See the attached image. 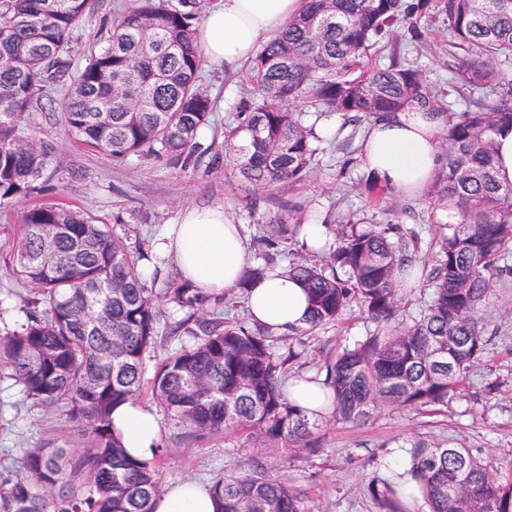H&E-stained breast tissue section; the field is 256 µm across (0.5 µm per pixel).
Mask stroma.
I'll return each instance as SVG.
<instances>
[{"mask_svg":"<svg viewBox=\"0 0 512 512\" xmlns=\"http://www.w3.org/2000/svg\"><path fill=\"white\" fill-rule=\"evenodd\" d=\"M132 2L96 0L93 14L73 34L74 65H83L88 48L102 44L113 16ZM452 54L447 18L432 2L425 14L398 27L392 41L377 44L368 62L386 65L396 57L423 69L438 103L462 112L474 94L449 84ZM200 85L215 102L214 121L200 128L197 136L210 153L187 167L136 156L118 163L106 152L78 143L61 121L66 90L55 89L52 104L30 112L28 133L57 158L60 171L52 190L40 199L0 208V251L11 245L23 211L38 201L88 211L107 224L113 236L147 251L154 233L163 225L177 223L189 205H224L251 239L258 234L259 217L274 215L288 201L302 203L303 223L324 225L331 233L353 212L366 213L375 223L391 224L405 232L419 231L425 240L431 227L456 223L454 209L429 192L408 197L392 191L369 196L361 191L357 185L364 176L360 145L367 122L352 125L342 114H320L305 102L296 108L321 139L313 176L297 189L277 187L265 203L253 207L249 187L224 167V126L232 121L240 101L253 92L249 71L230 72L207 63ZM485 324L491 338L488 350L446 407L431 412L385 411L364 426L329 423L317 456L280 470V477L303 493L310 512H378L365 484L371 476L385 475L384 462L390 452L414 440L471 449L512 477V274L496 283ZM373 327L355 308L338 322L302 336L296 344L300 356L294 371H315L326 354L361 339ZM16 398L15 391L0 384V455L39 442L78 439L77 427L65 417L17 404ZM157 421L165 450L162 478L167 483L185 478L211 482L267 455L265 449L248 446L240 432L190 441L176 421L162 414Z\"/></svg>","mask_w":512,"mask_h":512,"instance_id":"stroma-1","label":"stroma"}]
</instances>
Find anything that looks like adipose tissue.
I'll return each mask as SVG.
<instances>
[{
	"mask_svg": "<svg viewBox=\"0 0 512 512\" xmlns=\"http://www.w3.org/2000/svg\"><path fill=\"white\" fill-rule=\"evenodd\" d=\"M304 0H217L202 18L197 44L209 63L235 69L249 63L261 43L270 41L298 15ZM448 115L413 107L374 118L362 143L361 167L369 180L392 191L417 195L436 177L443 163L441 135ZM153 250L169 260L203 295L214 297L248 285L247 306L253 320L285 333L304 326L309 304L303 284L287 269L245 282L251 266L242 225L223 206L186 207L178 224L162 231ZM112 426L128 452L153 457L160 443L155 414L142 403H126L112 414ZM218 502L203 484L178 480L166 486L155 512H217Z\"/></svg>",
	"mask_w": 512,
	"mask_h": 512,
	"instance_id": "ef3b65f1",
	"label": "adipose tissue"
}]
</instances>
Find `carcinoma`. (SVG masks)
<instances>
[{"label":"carcinoma","instance_id":"1","mask_svg":"<svg viewBox=\"0 0 512 512\" xmlns=\"http://www.w3.org/2000/svg\"><path fill=\"white\" fill-rule=\"evenodd\" d=\"M116 13L103 46L71 64L73 32L95 0H0V206L47 191L56 176L48 149L27 135L25 117L65 84L61 119L80 143L116 159L162 158L187 166L207 152L197 141L214 109L198 77L195 45L201 0H137ZM452 44L463 51L455 79L481 92L445 131L446 165L434 195L459 222L422 252L409 251L395 227L357 213L314 263L289 256L301 211L268 217L258 228L262 263L278 261L305 285L311 313L303 335L337 321L353 306L376 328L325 360L333 418L364 425L385 409L445 405L488 350L483 315L494 284L512 268V185L494 175V135L512 126V0H438ZM427 0H305L302 12L251 62L256 94L241 102L224 132V167L259 200L271 188L300 186L313 172L317 140L302 112L361 122L416 104L437 106L419 69L391 62L353 76L367 52ZM148 259L108 226L74 208L42 204L24 211L12 248L0 254L22 284L13 325L0 316V382L23 401L58 410L81 428L80 440L43 443L0 463V512H155L163 493L157 462L129 456L112 431V410L140 399L146 354L179 340L153 378L162 411L189 440L246 431L257 448L279 454L212 482L220 512H308L303 495L274 475L322 448L324 416H308L283 393L300 356L282 353L286 335L247 318L227 321L224 297L201 298L185 279L148 286ZM428 289L416 316L399 319L401 288ZM184 316L171 322L167 308ZM411 469L377 475L366 490L380 512H410L402 502L419 482L429 512H512V482L468 448L417 440Z\"/></svg>","mask_w":512,"mask_h":512}]
</instances>
